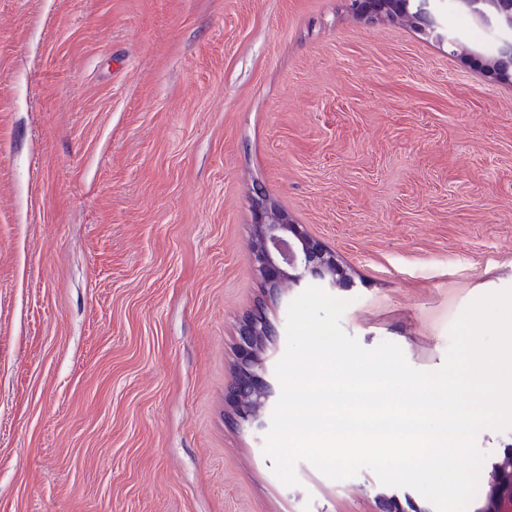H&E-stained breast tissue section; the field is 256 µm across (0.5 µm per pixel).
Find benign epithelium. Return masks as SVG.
Here are the masks:
<instances>
[{"instance_id":"1","label":"benign epithelium","mask_w":512,"mask_h":512,"mask_svg":"<svg viewBox=\"0 0 512 512\" xmlns=\"http://www.w3.org/2000/svg\"><path fill=\"white\" fill-rule=\"evenodd\" d=\"M460 4L478 20H496L512 31V0H460ZM356 15L369 22L386 20L404 22L422 35L453 48L458 39L440 26L431 9L430 0H355ZM487 77L512 84V40H506L497 53L486 58L473 52L467 55ZM254 224L252 263L264 279L267 290L297 285L311 277L330 288L347 287L352 282L349 268L336 251L311 236L278 209L269 198L257 193L252 198ZM276 335L275 327L265 314V303L257 306L241 321L237 333L236 376L228 393L233 406L234 423L261 429L262 410L267 406L269 390L266 373L268 344ZM379 512H423L410 499L401 501L395 495L380 497ZM480 512H512V452L493 463L488 489Z\"/></svg>"}]
</instances>
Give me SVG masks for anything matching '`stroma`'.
<instances>
[{
    "instance_id": "35a3bbf8",
    "label": "stroma",
    "mask_w": 512,
    "mask_h": 512,
    "mask_svg": "<svg viewBox=\"0 0 512 512\" xmlns=\"http://www.w3.org/2000/svg\"><path fill=\"white\" fill-rule=\"evenodd\" d=\"M463 49L508 30L445 0ZM264 190L352 271L343 331L442 366L512 287V86L346 0H0V512H379L224 394ZM512 430H482L469 512Z\"/></svg>"
}]
</instances>
